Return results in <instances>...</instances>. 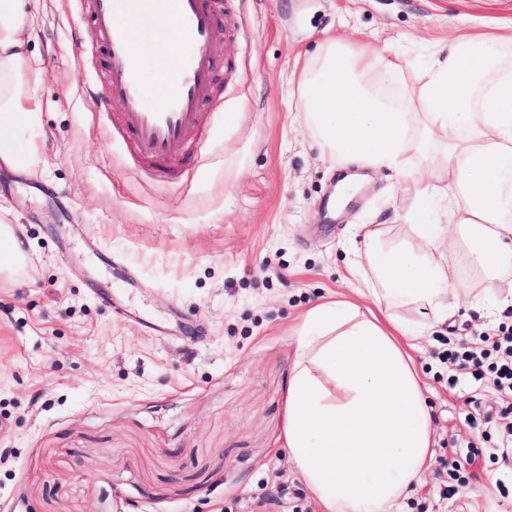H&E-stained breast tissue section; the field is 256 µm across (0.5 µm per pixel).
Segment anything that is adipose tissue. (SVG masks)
Here are the masks:
<instances>
[{
	"instance_id": "adipose-tissue-1",
	"label": "adipose tissue",
	"mask_w": 512,
	"mask_h": 512,
	"mask_svg": "<svg viewBox=\"0 0 512 512\" xmlns=\"http://www.w3.org/2000/svg\"><path fill=\"white\" fill-rule=\"evenodd\" d=\"M27 0H0V163L41 161V69L21 36ZM294 95L323 163L387 171L417 201L403 232L356 225L346 242L362 286L310 308L296 331L287 386L288 459L326 512H402L433 457L432 417L409 353L458 305L459 270L486 298L512 307V37L459 36L434 49L417 82L389 47L324 39ZM29 257L0 224V279Z\"/></svg>"
}]
</instances>
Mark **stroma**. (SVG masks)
<instances>
[{
	"label": "stroma",
	"instance_id": "35a3bbf8",
	"mask_svg": "<svg viewBox=\"0 0 512 512\" xmlns=\"http://www.w3.org/2000/svg\"><path fill=\"white\" fill-rule=\"evenodd\" d=\"M215 89L192 165L166 177L101 130L89 79L105 53L69 0H31L23 35L42 68L41 163L0 166V217L31 265L0 282V512H321L283 450L294 332L356 286V224L401 229L413 192L318 158L290 93L320 42L391 39L408 80L434 45L512 33V0H217ZM463 275L458 309L414 358L433 458L403 512H512L506 407L449 384L443 339L512 325ZM457 461L449 470V461Z\"/></svg>",
	"mask_w": 512,
	"mask_h": 512
}]
</instances>
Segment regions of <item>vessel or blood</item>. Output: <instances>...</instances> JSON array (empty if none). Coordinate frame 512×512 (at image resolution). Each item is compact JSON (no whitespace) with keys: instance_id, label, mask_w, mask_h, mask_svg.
I'll use <instances>...</instances> for the list:
<instances>
[{"instance_id":"vessel-or-blood-1","label":"vessel or blood","mask_w":512,"mask_h":512,"mask_svg":"<svg viewBox=\"0 0 512 512\" xmlns=\"http://www.w3.org/2000/svg\"><path fill=\"white\" fill-rule=\"evenodd\" d=\"M75 18L91 23L107 52L99 111L119 107L118 132L134 141L138 158L168 173L187 157L186 144L200 127L202 104L213 102L217 61L213 44L220 20L213 0H75ZM133 14L139 28L123 21ZM174 31L178 49L173 58L149 40L153 31ZM154 58L167 93L153 97L144 77L145 58Z\"/></svg>"}]
</instances>
